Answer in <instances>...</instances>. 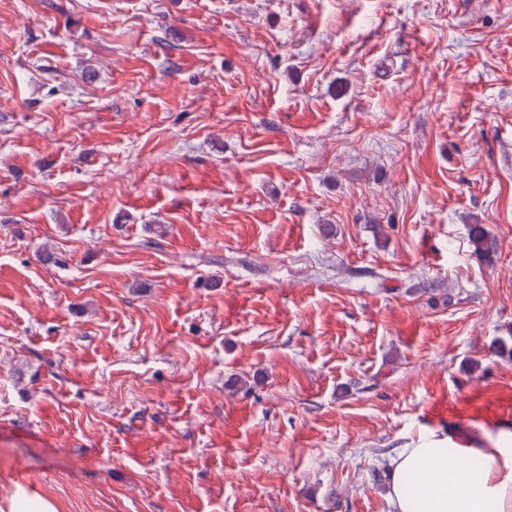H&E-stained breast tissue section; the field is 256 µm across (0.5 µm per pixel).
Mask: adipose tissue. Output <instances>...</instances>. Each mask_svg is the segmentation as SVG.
I'll list each match as a JSON object with an SVG mask.
<instances>
[{
	"label": "adipose tissue",
	"mask_w": 512,
	"mask_h": 512,
	"mask_svg": "<svg viewBox=\"0 0 512 512\" xmlns=\"http://www.w3.org/2000/svg\"><path fill=\"white\" fill-rule=\"evenodd\" d=\"M479 468L448 461L440 436L389 460L390 512H512V448H482Z\"/></svg>",
	"instance_id": "obj_1"
}]
</instances>
